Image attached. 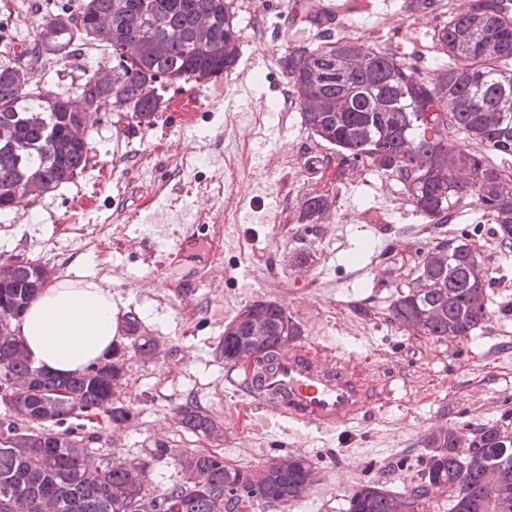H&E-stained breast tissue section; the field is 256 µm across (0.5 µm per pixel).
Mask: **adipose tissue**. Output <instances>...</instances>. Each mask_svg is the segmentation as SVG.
<instances>
[{"label":"adipose tissue","mask_w":512,"mask_h":512,"mask_svg":"<svg viewBox=\"0 0 512 512\" xmlns=\"http://www.w3.org/2000/svg\"><path fill=\"white\" fill-rule=\"evenodd\" d=\"M17 328L35 366L60 377L82 373L119 338L112 285L76 268L40 291Z\"/></svg>","instance_id":"obj_1"}]
</instances>
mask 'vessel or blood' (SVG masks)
Listing matches in <instances>:
<instances>
[{
    "label": "vessel or blood",
    "mask_w": 512,
    "mask_h": 512,
    "mask_svg": "<svg viewBox=\"0 0 512 512\" xmlns=\"http://www.w3.org/2000/svg\"><path fill=\"white\" fill-rule=\"evenodd\" d=\"M231 384L259 410L297 426L345 428L383 401L349 358L321 354L299 340L262 376L249 373Z\"/></svg>",
    "instance_id": "1"
}]
</instances>
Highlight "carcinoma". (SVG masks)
Here are the masks:
<instances>
[{
    "label": "carcinoma",
    "instance_id": "carcinoma-1",
    "mask_svg": "<svg viewBox=\"0 0 512 512\" xmlns=\"http://www.w3.org/2000/svg\"><path fill=\"white\" fill-rule=\"evenodd\" d=\"M132 38L139 45L127 56L122 47ZM432 42L450 59L434 82L394 54L353 39L293 47L279 64L305 126L336 147L340 160L358 158L396 174L428 224L448 223L474 198L498 224L502 240H512V172L458 142L461 135L490 154L512 157V0H458ZM92 43L112 49L110 80L99 83L89 74L66 96L30 89L32 63L41 56L68 58ZM240 52L234 0H78L74 9L47 17L33 46L19 54L6 49L0 57V213L14 209L32 182L48 193L84 173L93 116L79 111V98L110 99L119 111L149 118L160 111L163 83L227 76ZM331 206L324 196H308L301 202L302 220L314 224ZM38 268L18 266L13 281L0 284V302L34 300ZM487 277L469 243L442 240L422 259L416 286L388 306V321L408 332L417 323L423 335L438 340L466 336L488 320ZM137 326L130 317L131 345L151 359L157 345L137 334ZM301 336L281 305L254 302L224 330V364L269 362L276 349ZM119 353L114 348L112 363L100 368L56 378L34 374L19 334L0 338V388L13 376L34 375V385L0 395V439L25 434L40 457L30 463L0 444V512H43L46 499L53 512H234L243 499L286 512L308 496L315 468L305 457L278 456L254 472L228 465L217 453L186 454V481L162 492L152 485L150 459L91 464L85 437L58 427L75 413L101 411L116 426L130 420L131 409L119 399ZM11 408L27 420L15 421ZM178 416L192 432L224 434L193 404L180 407ZM498 438L494 424L477 428L465 458L453 432H433L424 440L425 483L403 493L361 484L347 512H419L430 489L456 484L464 486V496H453L450 512H498L501 496L512 503V475L496 488L484 477V469L502 463L512 472V448L500 447Z\"/></svg>",
    "mask_w": 512,
    "mask_h": 512
}]
</instances>
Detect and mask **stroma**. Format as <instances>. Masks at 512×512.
Masks as SVG:
<instances>
[{
    "label": "stroma",
    "mask_w": 512,
    "mask_h": 512,
    "mask_svg": "<svg viewBox=\"0 0 512 512\" xmlns=\"http://www.w3.org/2000/svg\"><path fill=\"white\" fill-rule=\"evenodd\" d=\"M335 24L319 31L293 24L284 0H235L243 46L234 71L195 85L197 117L187 126L163 109L145 120L103 103L89 131L90 163L74 183L0 215V263L29 261L53 276L87 261L112 282L120 317H138L157 354L143 360L128 332L120 398L130 422L101 413L66 421L88 436L93 463L129 462L164 448L153 462L158 489L183 483L180 455L217 453L255 470L299 455L317 480L294 512H346L356 487L370 481L404 492L420 483L425 435L494 423L512 432V244L472 200L445 224L424 223L407 187L366 163L340 164L314 137L288 92L279 65L299 43L348 38L395 53L435 80L448 57L432 48L453 0H338ZM55 0H0V39L21 46L41 29ZM111 72L107 50L87 45L49 60L31 85L65 94L85 72ZM333 206L314 224L301 220L304 197ZM199 241L179 265L167 252L185 225ZM466 240L489 271L488 321L455 340L409 333L388 320V306L416 282L438 242ZM309 255L298 266V255ZM194 294H178L183 276ZM274 301L319 349L350 357L388 392L386 403L348 430L286 431L254 410L225 379L224 329L239 310ZM192 403L224 426L217 441L181 427Z\"/></svg>",
    "instance_id": "35a3bbf8"
}]
</instances>
